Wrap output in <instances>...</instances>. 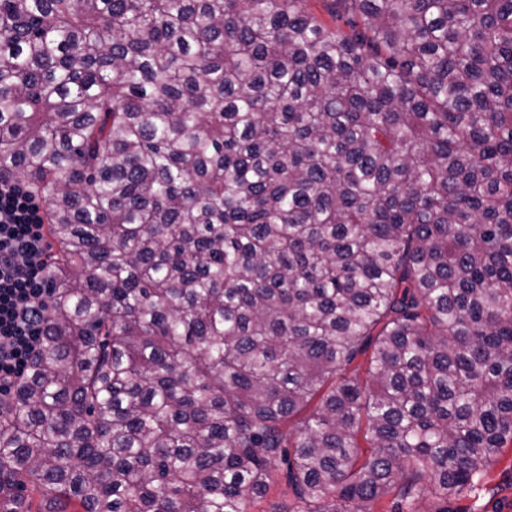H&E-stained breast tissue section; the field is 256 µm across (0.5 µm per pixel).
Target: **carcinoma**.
Returning <instances> with one entry per match:
<instances>
[{"label": "carcinoma", "mask_w": 512, "mask_h": 512, "mask_svg": "<svg viewBox=\"0 0 512 512\" xmlns=\"http://www.w3.org/2000/svg\"><path fill=\"white\" fill-rule=\"evenodd\" d=\"M321 2L0 0L54 248L0 512H415L512 445V0ZM294 501L292 489L280 477H274L270 484L269 491L263 499L257 500L255 503L251 502L249 510L252 512H271L272 508L288 509Z\"/></svg>", "instance_id": "cac0c4a2"}]
</instances>
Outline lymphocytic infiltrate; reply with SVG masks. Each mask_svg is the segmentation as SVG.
<instances>
[{
  "instance_id": "1",
  "label": "lymphocytic infiltrate",
  "mask_w": 512,
  "mask_h": 512,
  "mask_svg": "<svg viewBox=\"0 0 512 512\" xmlns=\"http://www.w3.org/2000/svg\"><path fill=\"white\" fill-rule=\"evenodd\" d=\"M45 212L24 182L0 177V397L24 374L49 323Z\"/></svg>"
}]
</instances>
